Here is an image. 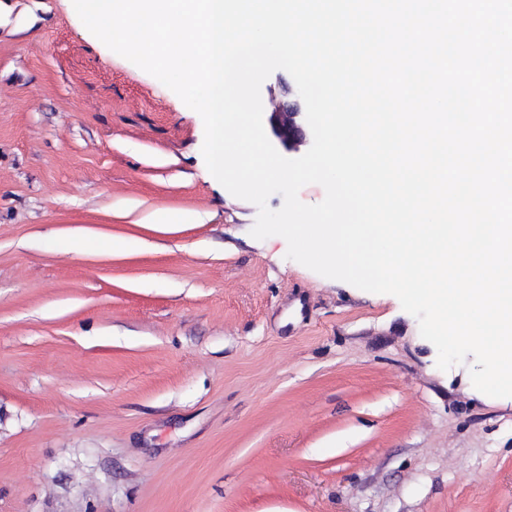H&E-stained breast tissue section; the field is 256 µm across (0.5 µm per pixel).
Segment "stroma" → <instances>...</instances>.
<instances>
[{"label": "stroma", "instance_id": "obj_1", "mask_svg": "<svg viewBox=\"0 0 512 512\" xmlns=\"http://www.w3.org/2000/svg\"><path fill=\"white\" fill-rule=\"evenodd\" d=\"M65 2L0 0V512H512V399L254 239L200 115Z\"/></svg>", "mask_w": 512, "mask_h": 512}]
</instances>
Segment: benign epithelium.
<instances>
[{
	"mask_svg": "<svg viewBox=\"0 0 512 512\" xmlns=\"http://www.w3.org/2000/svg\"><path fill=\"white\" fill-rule=\"evenodd\" d=\"M262 102L264 129L276 149L297 153L313 140L297 86L281 78L267 87Z\"/></svg>",
	"mask_w": 512,
	"mask_h": 512,
	"instance_id": "benign-epithelium-1",
	"label": "benign epithelium"
}]
</instances>
